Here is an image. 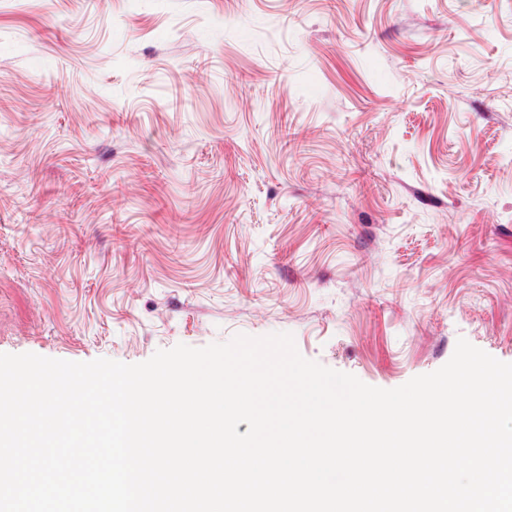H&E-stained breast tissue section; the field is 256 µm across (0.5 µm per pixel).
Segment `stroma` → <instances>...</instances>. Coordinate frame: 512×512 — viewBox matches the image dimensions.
I'll list each match as a JSON object with an SVG mask.
<instances>
[{
	"instance_id": "1",
	"label": "stroma",
	"mask_w": 512,
	"mask_h": 512,
	"mask_svg": "<svg viewBox=\"0 0 512 512\" xmlns=\"http://www.w3.org/2000/svg\"><path fill=\"white\" fill-rule=\"evenodd\" d=\"M280 332L512 363V0H0V353Z\"/></svg>"
}]
</instances>
